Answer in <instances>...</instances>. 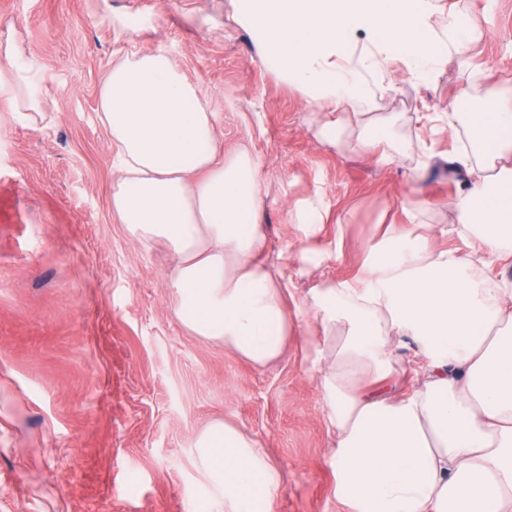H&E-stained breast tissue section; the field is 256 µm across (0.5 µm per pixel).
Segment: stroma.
Returning <instances> with one entry per match:
<instances>
[{"mask_svg":"<svg viewBox=\"0 0 512 512\" xmlns=\"http://www.w3.org/2000/svg\"><path fill=\"white\" fill-rule=\"evenodd\" d=\"M483 31L467 59L428 81L400 62L370 117L409 143L377 165L317 134L320 113L262 63L230 0H0V45L18 40L37 64L46 120L19 121L0 92V512H188L214 491L196 439L228 421L282 472L274 512H344L333 495L330 435L310 364L313 315L296 316L282 356L256 367L222 342L183 329L172 308L173 262L112 217V139L97 112L115 51L166 49L213 112L225 154L253 144L262 221L288 255L296 298L353 276L369 241L403 224L404 208L437 230L436 249L467 251L448 202L466 177L448 157L446 121L463 99L512 91V0H443ZM142 22L116 40L104 4ZM425 112L441 116L423 126ZM439 158L420 169L423 154ZM323 202L318 268L295 258L297 203Z\"/></svg>","mask_w":512,"mask_h":512,"instance_id":"obj_1","label":"stroma"}]
</instances>
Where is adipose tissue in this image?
<instances>
[{
	"label": "adipose tissue",
	"mask_w": 512,
	"mask_h": 512,
	"mask_svg": "<svg viewBox=\"0 0 512 512\" xmlns=\"http://www.w3.org/2000/svg\"><path fill=\"white\" fill-rule=\"evenodd\" d=\"M232 3L269 70L312 106L348 107L321 136L356 130L354 151L379 162L396 147L383 126L362 131L361 110L385 89L383 62L399 59L425 80L481 38L455 16L437 22L439 0ZM0 55V90L18 88L16 112L38 125L33 63L13 41ZM98 117L117 171L112 214L132 237L168 247L179 322L253 365L277 360L294 332L292 292L283 256L270 253L250 149L225 155L213 112L161 47L115 55ZM456 118L470 132L469 151L454 158L467 187L449 205L470 251L434 250L402 225L369 244L354 279L322 283L302 301L322 329L311 367L346 512H512V95ZM409 343L423 382L396 395L386 382ZM197 456L218 491L208 512H273L282 475L256 439L216 422Z\"/></svg>",
	"instance_id": "ef3b65f1"
}]
</instances>
